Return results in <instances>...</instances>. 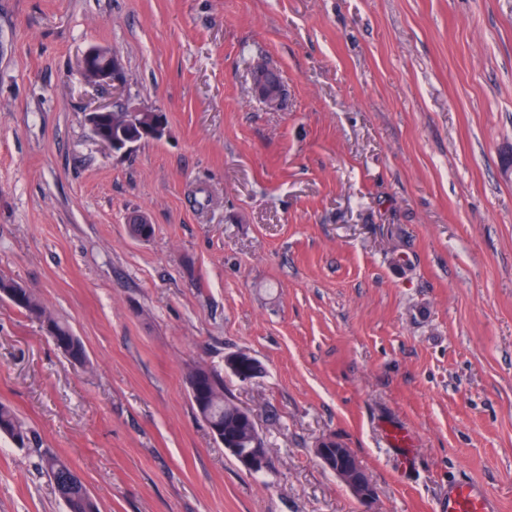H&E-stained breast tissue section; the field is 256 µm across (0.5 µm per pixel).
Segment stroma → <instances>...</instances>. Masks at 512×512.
Masks as SVG:
<instances>
[{"instance_id":"35a3bbf8","label":"stroma","mask_w":512,"mask_h":512,"mask_svg":"<svg viewBox=\"0 0 512 512\" xmlns=\"http://www.w3.org/2000/svg\"><path fill=\"white\" fill-rule=\"evenodd\" d=\"M93 48L120 93L83 80ZM116 95L164 137L112 153L84 114ZM0 275L86 347L0 300V402L101 512H365L329 437L378 512H445L460 477L512 512V0H0ZM240 351L258 474L185 383ZM34 462L0 435V512H65ZM119 58L101 49L93 48L86 52L82 60L81 72L84 80L92 86L112 85L119 90L124 84V76L119 67ZM0 299L9 301L26 316L37 321L47 337L71 363L85 365L88 362L87 351L80 337L66 321L46 306L33 289L1 275ZM316 453L323 464L336 473L351 494L366 506L365 512H377L372 509L376 502L375 488L349 448H343L335 439H326L318 445Z\"/></svg>"}]
</instances>
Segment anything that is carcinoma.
Masks as SVG:
<instances>
[{"label":"carcinoma","instance_id":"1","mask_svg":"<svg viewBox=\"0 0 512 512\" xmlns=\"http://www.w3.org/2000/svg\"><path fill=\"white\" fill-rule=\"evenodd\" d=\"M0 299L7 300L37 321L56 348L73 364L84 365L88 355L83 341L72 327L60 319L35 291L23 283L0 276ZM186 384L190 399L200 417L211 423L224 425V431L241 439L247 445L253 426L247 411L224 394V377L218 371L200 364L188 367ZM0 434L21 447H30L36 440L17 416L14 409L0 403ZM38 466L55 483L67 512H100L96 499L88 491L69 461L50 449H35Z\"/></svg>","mask_w":512,"mask_h":512}]
</instances>
